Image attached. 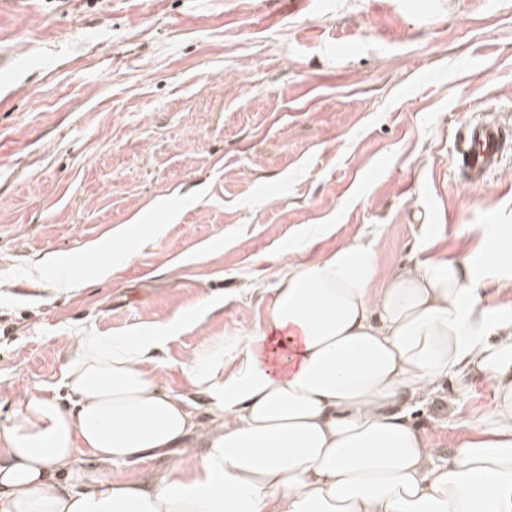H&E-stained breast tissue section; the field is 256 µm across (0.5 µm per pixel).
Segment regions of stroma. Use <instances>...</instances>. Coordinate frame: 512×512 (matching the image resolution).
Wrapping results in <instances>:
<instances>
[{
    "mask_svg": "<svg viewBox=\"0 0 512 512\" xmlns=\"http://www.w3.org/2000/svg\"><path fill=\"white\" fill-rule=\"evenodd\" d=\"M480 120L512 127V0H0V427L60 394L76 337L177 316L199 323L160 380L191 395L206 337L255 328L284 263L360 233L385 273L424 238L484 270L471 229L512 225V147L467 184L455 131ZM493 399L447 379L414 421L445 459ZM199 459L76 468L90 488Z\"/></svg>",
    "mask_w": 512,
    "mask_h": 512,
    "instance_id": "35a3bbf8",
    "label": "stroma"
}]
</instances>
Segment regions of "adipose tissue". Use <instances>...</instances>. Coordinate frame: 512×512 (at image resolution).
<instances>
[{
	"instance_id": "ef3b65f1",
	"label": "adipose tissue",
	"mask_w": 512,
	"mask_h": 512,
	"mask_svg": "<svg viewBox=\"0 0 512 512\" xmlns=\"http://www.w3.org/2000/svg\"><path fill=\"white\" fill-rule=\"evenodd\" d=\"M468 258L381 274L356 235L282 269L263 321L205 338L182 366L210 420L159 383V354L190 327L80 336L65 397L26 396L0 428V512H512V315L491 314ZM483 374L494 391L448 459L406 397ZM200 448L152 482L62 484L76 450L124 463Z\"/></svg>"
}]
</instances>
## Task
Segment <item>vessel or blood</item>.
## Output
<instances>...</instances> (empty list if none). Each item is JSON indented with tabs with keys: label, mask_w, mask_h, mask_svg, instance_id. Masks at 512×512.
Here are the masks:
<instances>
[{
	"label": "vessel or blood",
	"mask_w": 512,
	"mask_h": 512,
	"mask_svg": "<svg viewBox=\"0 0 512 512\" xmlns=\"http://www.w3.org/2000/svg\"><path fill=\"white\" fill-rule=\"evenodd\" d=\"M455 139L463 179L479 185L499 169L502 155L512 142V130L494 122L466 123L458 129Z\"/></svg>",
	"instance_id": "vessel-or-blood-1"
}]
</instances>
